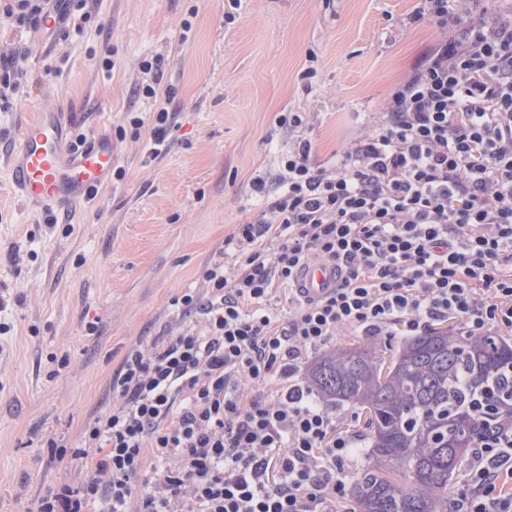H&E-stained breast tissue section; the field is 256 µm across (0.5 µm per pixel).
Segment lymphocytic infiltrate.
<instances>
[{"label":"lymphocytic infiltrate","mask_w":512,"mask_h":512,"mask_svg":"<svg viewBox=\"0 0 512 512\" xmlns=\"http://www.w3.org/2000/svg\"><path fill=\"white\" fill-rule=\"evenodd\" d=\"M471 3L418 0L411 22L442 37L334 168L303 138L274 188L254 182L262 217L225 240L237 268L205 265L203 291L173 300L194 324L128 353L112 378L121 404L83 436L101 453L92 473L37 512H344L359 442L305 384L308 354L344 326L512 333V17L473 18ZM314 258L340 282L307 300L295 275ZM242 380L261 393H239ZM149 455L160 472L136 500ZM462 481L454 512H512V437L473 449Z\"/></svg>","instance_id":"lymphocytic-infiltrate-1"}]
</instances>
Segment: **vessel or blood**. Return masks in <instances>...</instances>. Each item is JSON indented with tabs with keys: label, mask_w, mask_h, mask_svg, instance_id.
Wrapping results in <instances>:
<instances>
[{
	"label": "vessel or blood",
	"mask_w": 512,
	"mask_h": 512,
	"mask_svg": "<svg viewBox=\"0 0 512 512\" xmlns=\"http://www.w3.org/2000/svg\"><path fill=\"white\" fill-rule=\"evenodd\" d=\"M69 114L62 110L35 113L21 125L9 163L19 198L35 213L66 211L89 201L107 186L116 159L108 138L94 135L80 148L66 142ZM338 282L336 268L311 262L300 268L296 286L302 296L317 298Z\"/></svg>",
	"instance_id": "1"
}]
</instances>
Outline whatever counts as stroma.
<instances>
[{
	"mask_svg": "<svg viewBox=\"0 0 512 512\" xmlns=\"http://www.w3.org/2000/svg\"><path fill=\"white\" fill-rule=\"evenodd\" d=\"M413 0H69L68 18L36 25L0 14V56L19 74L0 100V512H35L76 485L85 427L121 399L110 383L126 355L183 325L173 306L202 288L206 263L233 265L224 240L263 209L251 186L272 179L300 137L336 161L346 134L385 107L440 39L409 24ZM313 77H305L306 69ZM172 89L176 126L153 151L158 103ZM71 114L75 134L107 135L119 177L57 220L17 196L8 155L23 121ZM301 112L306 125H280ZM65 366H58V359Z\"/></svg>",
	"mask_w": 512,
	"mask_h": 512,
	"instance_id": "35a3bbf8",
	"label": "stroma"
}]
</instances>
